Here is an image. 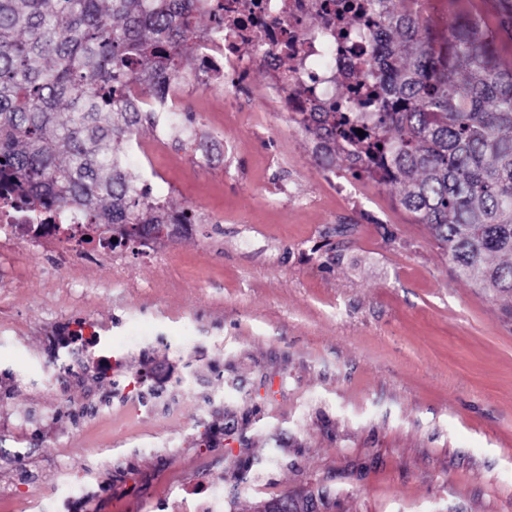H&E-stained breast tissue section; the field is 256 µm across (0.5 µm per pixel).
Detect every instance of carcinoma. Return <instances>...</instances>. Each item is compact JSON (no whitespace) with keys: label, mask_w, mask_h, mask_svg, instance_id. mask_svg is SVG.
I'll use <instances>...</instances> for the list:
<instances>
[{"label":"carcinoma","mask_w":512,"mask_h":512,"mask_svg":"<svg viewBox=\"0 0 512 512\" xmlns=\"http://www.w3.org/2000/svg\"><path fill=\"white\" fill-rule=\"evenodd\" d=\"M408 0H365L371 72L388 101L361 125L350 112H302L293 122L349 153L376 158L401 186L400 203L427 225L458 278L512 296V0H495L496 27L459 13L438 41ZM205 0H0V189L30 212L72 209L106 228L99 244L129 249L169 215L129 172L123 143L142 122L193 142L157 103L125 93L131 76L188 73L189 32ZM363 126V137L357 136Z\"/></svg>","instance_id":"obj_1"}]
</instances>
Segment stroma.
Listing matches in <instances>:
<instances>
[{
	"label": "stroma",
	"mask_w": 512,
	"mask_h": 512,
	"mask_svg": "<svg viewBox=\"0 0 512 512\" xmlns=\"http://www.w3.org/2000/svg\"><path fill=\"white\" fill-rule=\"evenodd\" d=\"M180 119L194 147L142 162L144 125L129 173L171 213L193 208L196 233L86 257L87 309L57 306L52 249L0 262V316L26 325L0 332V486L38 490L64 462L93 484L89 512H171L174 477L220 478L224 512L287 492L317 512H512V297L457 278L399 186L353 177L287 113L190 86ZM78 321L116 343L148 329L120 366L137 404L90 365L71 402L48 387ZM136 406L155 422L129 427Z\"/></svg>",
	"instance_id": "obj_1"
}]
</instances>
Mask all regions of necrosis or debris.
I'll list each match as a JSON object with an SVG mask.
<instances>
[{
  "mask_svg": "<svg viewBox=\"0 0 512 512\" xmlns=\"http://www.w3.org/2000/svg\"><path fill=\"white\" fill-rule=\"evenodd\" d=\"M223 31H193L205 86L216 91L244 86L251 71L262 66L271 79L251 94L274 102L277 111L330 112L343 108L347 99L377 105L381 95L363 74L370 64L366 43L340 32L327 7L333 0H226ZM81 215L56 210L42 217L23 212L8 196H0V249L17 241L42 248L52 245L71 254L58 276L75 280L86 251L82 243ZM74 355L71 367L95 358L99 365L115 368L111 342L94 327L83 325L70 332ZM90 496L84 475L61 470L39 492L14 495V512H80Z\"/></svg>",
  "mask_w": 512,
  "mask_h": 512,
  "instance_id": "1",
  "label": "necrosis or debris"
}]
</instances>
